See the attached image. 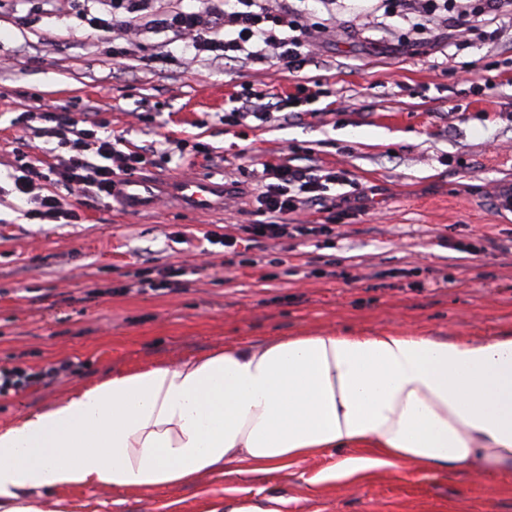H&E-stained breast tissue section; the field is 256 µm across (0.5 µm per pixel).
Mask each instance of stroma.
Wrapping results in <instances>:
<instances>
[{"instance_id":"stroma-1","label":"stroma","mask_w":512,"mask_h":512,"mask_svg":"<svg viewBox=\"0 0 512 512\" xmlns=\"http://www.w3.org/2000/svg\"><path fill=\"white\" fill-rule=\"evenodd\" d=\"M306 24L328 22L314 59L282 65L204 55L188 65L172 33L102 31L99 0H0V186L11 188L18 129L40 103L81 112L106 105L112 129L142 146L189 138L223 165L186 152L152 156L145 174L214 176L233 187L223 212L192 213L169 201L126 215L116 201L78 207V222L27 219L26 203L0 201V368L71 361L54 382L0 396V427L69 391L117 372L173 362L239 343L262 345L323 332L371 335L384 328L439 340L512 336V30L448 48L444 27L408 46L397 0H288ZM496 86L484 88L483 77ZM268 93L271 119L227 125L229 96ZM312 157L346 170L368 194L369 213L341 219L327 243L269 240L254 266L208 267L173 291L142 288L144 271L186 266L205 232L235 233L263 216L248 158ZM292 273L266 279L269 259ZM340 262L351 281L328 275ZM332 457L272 474L206 475L193 486L153 491H75L92 512H202L225 490L285 512H512V474L493 488L468 469L428 473L403 465L319 489L311 476Z\"/></svg>"}]
</instances>
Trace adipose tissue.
Masks as SVG:
<instances>
[{
	"label": "adipose tissue",
	"mask_w": 512,
	"mask_h": 512,
	"mask_svg": "<svg viewBox=\"0 0 512 512\" xmlns=\"http://www.w3.org/2000/svg\"><path fill=\"white\" fill-rule=\"evenodd\" d=\"M335 455L311 484L407 464L512 472V336L322 333L131 368L0 429V512L42 492L155 490Z\"/></svg>",
	"instance_id": "adipose-tissue-1"
}]
</instances>
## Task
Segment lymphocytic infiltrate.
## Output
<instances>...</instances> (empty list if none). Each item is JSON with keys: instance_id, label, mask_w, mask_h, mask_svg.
<instances>
[{"instance_id": "f902f5d3", "label": "lymphocytic infiltrate", "mask_w": 512, "mask_h": 512, "mask_svg": "<svg viewBox=\"0 0 512 512\" xmlns=\"http://www.w3.org/2000/svg\"><path fill=\"white\" fill-rule=\"evenodd\" d=\"M108 2L111 12L107 27H157L188 40L198 54L209 52L218 58H244L256 63L276 60L292 71L305 63L307 51L315 46L312 28L301 23L289 8L272 9L270 0H224L220 8L165 14L151 13L150 0ZM505 2L474 0L472 5L453 13L448 0H402L406 20L415 33H427L434 21L449 19L464 37L492 25L511 28L512 11H505ZM15 124L22 133L56 142L53 161L19 153L12 175L14 191L24 195L30 204L29 218L40 221L63 218L77 222L78 215L69 207V200L81 202L110 195L116 178L137 174L144 168L147 153L170 157L189 147L168 138L146 148L133 145L125 135L108 132V123L98 107L75 116L45 104L37 111L21 113ZM189 148L205 154L212 163L222 160L219 153L204 144L197 142ZM260 178L264 186L255 202L258 211L267 215V222L239 225L234 235L213 231L205 234L206 241L223 246L230 264L252 265L250 250L266 240L328 239L335 235L340 214L328 190L336 184H350L344 171L316 164L295 165L287 160L264 163ZM312 207L325 213L324 223L297 220V213Z\"/></svg>"}]
</instances>
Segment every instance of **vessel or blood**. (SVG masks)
Returning <instances> with one entry per match:
<instances>
[{"instance_id": "vessel-or-blood-1", "label": "vessel or blood", "mask_w": 512, "mask_h": 512, "mask_svg": "<svg viewBox=\"0 0 512 512\" xmlns=\"http://www.w3.org/2000/svg\"><path fill=\"white\" fill-rule=\"evenodd\" d=\"M230 187L211 177H174L159 182L142 176L118 180L112 189L129 212L139 213L154 208L160 200H173L187 210L212 213L223 210Z\"/></svg>"}]
</instances>
